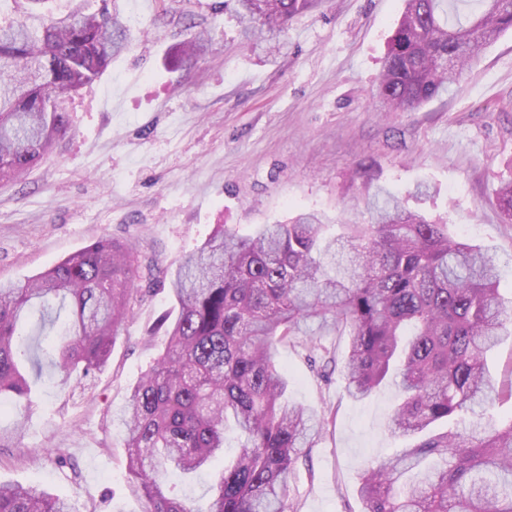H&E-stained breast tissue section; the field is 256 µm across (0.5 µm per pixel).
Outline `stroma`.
Here are the masks:
<instances>
[{"label":"stroma","instance_id":"stroma-1","mask_svg":"<svg viewBox=\"0 0 512 512\" xmlns=\"http://www.w3.org/2000/svg\"><path fill=\"white\" fill-rule=\"evenodd\" d=\"M116 3L130 22L127 50L69 102L70 126L49 157L0 185V281H23L103 237L139 254L140 299L107 367L81 388L43 367L25 433L0 456V481L66 495L78 512L145 508L128 487L120 417L165 347L153 331L172 307L163 273L214 225L248 235L315 210L333 235L356 196L386 188L496 253L499 291L512 296V223L496 206L512 178V31L453 91L417 112H379L372 90L403 0H325L292 20L278 51L252 48L218 0ZM195 30L208 32V52L176 62ZM420 182L429 195L413 196ZM323 342L337 361L324 373L301 348L276 353L289 400L334 414L288 478L286 512H362L365 467L406 444L388 432L396 391L350 398L339 366L349 339ZM488 364L500 397L485 418H512V338Z\"/></svg>","mask_w":512,"mask_h":512}]
</instances>
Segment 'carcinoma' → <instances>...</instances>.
Here are the masks:
<instances>
[{
    "label": "carcinoma",
    "instance_id": "1",
    "mask_svg": "<svg viewBox=\"0 0 512 512\" xmlns=\"http://www.w3.org/2000/svg\"><path fill=\"white\" fill-rule=\"evenodd\" d=\"M0 0V181L39 164L68 127L66 99L93 82L128 43L119 12L64 18ZM247 39L268 41L322 0H235ZM374 96L382 112H413L459 83L482 50L512 30V0H404ZM204 35L177 56L195 59ZM512 221V181L497 193ZM368 219L349 218L326 238L325 218L301 213L240 236L222 224L169 274L172 313L164 350L132 387L121 417L127 480L145 512H285L288 476L313 447L325 412L286 398L273 350H303L320 371L336 363L322 337L347 335L346 392L362 399L389 382L397 391L390 433L408 447L368 466L363 512H512V419L465 422L495 402L487 354L512 335V300L499 291L496 258L449 234L448 224L408 211L379 189ZM137 249L103 237L19 283H0V451L22 433L31 404L23 363L36 351L68 379L104 368L139 288ZM70 304L59 337L28 336L18 323ZM241 436L206 507L167 487L171 473L210 471L225 456V427ZM0 512H76L68 498L0 482Z\"/></svg>",
    "mask_w": 512,
    "mask_h": 512
}]
</instances>
